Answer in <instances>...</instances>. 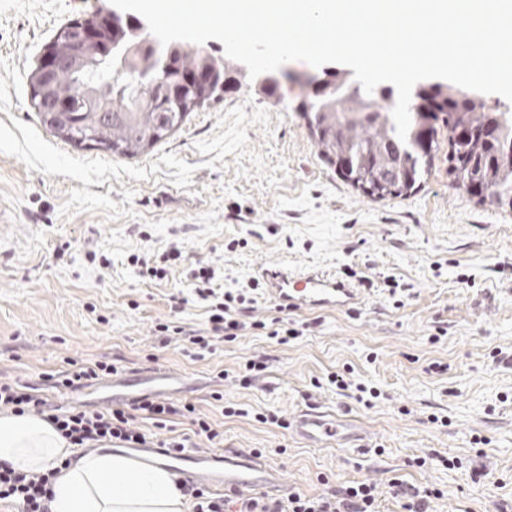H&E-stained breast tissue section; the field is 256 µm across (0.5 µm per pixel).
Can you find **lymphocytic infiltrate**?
Wrapping results in <instances>:
<instances>
[{
    "label": "lymphocytic infiltrate",
    "instance_id": "1",
    "mask_svg": "<svg viewBox=\"0 0 512 512\" xmlns=\"http://www.w3.org/2000/svg\"><path fill=\"white\" fill-rule=\"evenodd\" d=\"M134 263L140 277L149 280L165 279L173 267L185 266L188 277L195 282L197 301L207 308L208 324L206 328L195 330L160 323L156 330L170 334L172 340L183 343L186 350L196 355L215 352L221 343L235 341L244 329H261L268 323L273 326L272 336L280 338L281 342L300 335L288 316L274 317L268 323L253 319L259 280L216 290L214 282L220 276L219 268L210 264H186L182 250L176 246L163 252L159 260L152 262L138 257ZM0 412L42 417L76 448H95L112 442L140 448L148 440L142 421H152L154 427L162 429L174 416L189 418L194 427L193 435L205 436L210 441L220 436L207 417L197 413L190 402L177 404L143 397L125 408L64 410L51 406L38 385L18 380H0ZM52 479V473L21 471L0 461V505L11 507L12 512H51ZM180 486L184 494L191 497L193 512H379L377 486L371 482L340 485L318 495L292 493L285 499L262 493L220 494L186 480L181 481Z\"/></svg>",
    "mask_w": 512,
    "mask_h": 512
}]
</instances>
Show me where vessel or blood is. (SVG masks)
Instances as JSON below:
<instances>
[{
  "instance_id": "1",
  "label": "vessel or blood",
  "mask_w": 512,
  "mask_h": 512,
  "mask_svg": "<svg viewBox=\"0 0 512 512\" xmlns=\"http://www.w3.org/2000/svg\"><path fill=\"white\" fill-rule=\"evenodd\" d=\"M260 276L275 303L288 311L356 312L365 303L364 289L354 286L348 276L320 270L291 271L282 267L262 269ZM346 420L325 413L303 411L294 424V434L302 441L323 444L328 440L343 442ZM135 461L156 458L172 461L178 476L202 485H218L225 492L250 493L282 489L279 470L251 455L218 454L206 450L187 453L170 448H133Z\"/></svg>"
}]
</instances>
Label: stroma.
Returning <instances> with one entry per match:
<instances>
[{
	"instance_id": "35a3bbf8",
	"label": "stroma",
	"mask_w": 512,
	"mask_h": 512,
	"mask_svg": "<svg viewBox=\"0 0 512 512\" xmlns=\"http://www.w3.org/2000/svg\"><path fill=\"white\" fill-rule=\"evenodd\" d=\"M109 4L0 0V376L34 383L105 356L130 374L168 373L163 397L194 402L224 434L198 447L267 449L287 491L397 477L440 489L432 512L512 504V210L451 187L444 129L418 188L371 199L320 155L299 108L307 80L346 66L286 63L273 94L215 39L181 48L224 59L219 99L134 157L72 145L33 108L28 77L61 28ZM173 242L242 280L285 263L374 286L356 312L292 313L311 325L302 338L253 330L200 358L155 334L160 322L207 324L181 268L150 281L131 262ZM387 275L408 288L403 306L382 293ZM259 353L267 376L242 387L234 373ZM336 372L379 398L343 396L326 381ZM226 403L242 415L224 416ZM308 408L365 428L363 448L310 446L256 419Z\"/></svg>"
}]
</instances>
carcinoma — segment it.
I'll use <instances>...</instances> for the list:
<instances>
[{
	"mask_svg": "<svg viewBox=\"0 0 512 512\" xmlns=\"http://www.w3.org/2000/svg\"><path fill=\"white\" fill-rule=\"evenodd\" d=\"M92 62L62 73L56 93L72 101L78 108L68 113L66 124L52 127L68 128L64 140L84 144L80 136L94 124L90 141L98 147L124 156H134L160 141L180 126L192 109L170 112L157 94V86L143 81L139 71L124 73L119 79L104 73L99 65L102 54L91 53ZM224 72V64L208 55L191 58L183 53L175 56V70L191 72L201 62ZM347 95L344 104L334 112L311 113V130L320 154L353 187L364 194L384 200L402 197L417 187L429 169L438 149L435 133H430L423 153L414 144L423 122L416 110L417 96L410 104L411 124L406 140L397 137L392 113L375 108V95L363 88ZM437 96L448 102L441 121L451 131L448 135V175L458 190L479 189V203L504 210L512 208V166L502 156L512 150V114L494 112L474 91L458 86L437 87ZM110 106L122 120H93L88 106Z\"/></svg>",
	"mask_w": 512,
	"mask_h": 512,
	"instance_id": "carcinoma-1",
	"label": "carcinoma"
}]
</instances>
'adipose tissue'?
I'll list each match as a JSON object with an SVG mask.
<instances>
[{
	"label": "adipose tissue",
	"instance_id": "1",
	"mask_svg": "<svg viewBox=\"0 0 512 512\" xmlns=\"http://www.w3.org/2000/svg\"><path fill=\"white\" fill-rule=\"evenodd\" d=\"M0 460L27 472L59 467L52 512H186V497L168 469L140 466L118 452L75 454L49 422L0 414Z\"/></svg>",
	"mask_w": 512,
	"mask_h": 512
}]
</instances>
